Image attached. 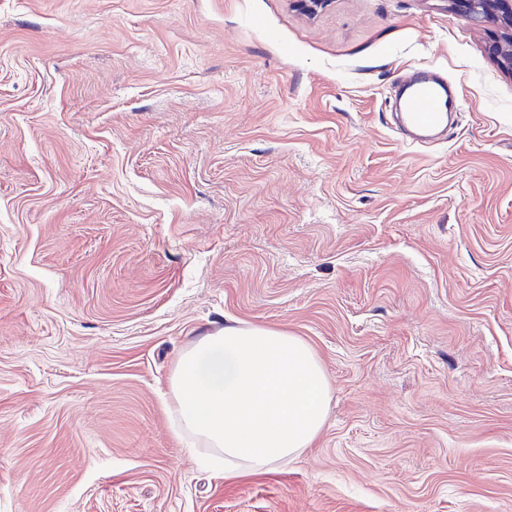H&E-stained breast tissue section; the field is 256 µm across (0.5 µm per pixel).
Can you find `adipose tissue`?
<instances>
[{
  "instance_id": "1",
  "label": "adipose tissue",
  "mask_w": 512,
  "mask_h": 512,
  "mask_svg": "<svg viewBox=\"0 0 512 512\" xmlns=\"http://www.w3.org/2000/svg\"><path fill=\"white\" fill-rule=\"evenodd\" d=\"M171 390L180 431L228 476L276 468L310 447L332 394L304 340L258 325L199 337L181 353Z\"/></svg>"
}]
</instances>
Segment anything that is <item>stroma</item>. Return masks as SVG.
<instances>
[{
  "instance_id": "stroma-1",
  "label": "stroma",
  "mask_w": 512,
  "mask_h": 512,
  "mask_svg": "<svg viewBox=\"0 0 512 512\" xmlns=\"http://www.w3.org/2000/svg\"><path fill=\"white\" fill-rule=\"evenodd\" d=\"M453 0H0V512H512V74ZM459 99L440 142L407 71ZM281 329L310 448L225 477L182 349ZM403 83L402 114L415 133L413 143L425 142L432 131L448 121L456 103L443 85L425 73L412 71Z\"/></svg>"
}]
</instances>
